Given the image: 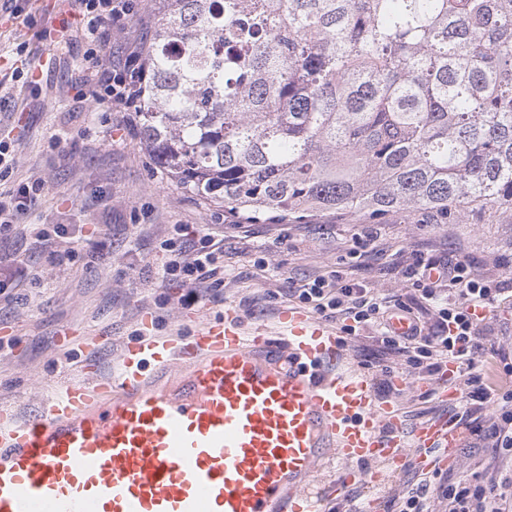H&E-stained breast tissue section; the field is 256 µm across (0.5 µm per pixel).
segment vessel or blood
Returning <instances> with one entry per match:
<instances>
[{
	"mask_svg": "<svg viewBox=\"0 0 512 512\" xmlns=\"http://www.w3.org/2000/svg\"><path fill=\"white\" fill-rule=\"evenodd\" d=\"M334 329L294 307L243 333L236 311L190 333L128 338L84 359L28 415L0 404V512H324L336 488L379 483L409 448L444 451L445 419L407 427L372 377L348 369ZM439 395L465 385L455 364ZM366 470H357V463Z\"/></svg>",
	"mask_w": 512,
	"mask_h": 512,
	"instance_id": "obj_1",
	"label": "vessel or blood"
}]
</instances>
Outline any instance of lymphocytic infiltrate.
<instances>
[{
	"instance_id": "obj_1",
	"label": "lymphocytic infiltrate",
	"mask_w": 512,
	"mask_h": 512,
	"mask_svg": "<svg viewBox=\"0 0 512 512\" xmlns=\"http://www.w3.org/2000/svg\"><path fill=\"white\" fill-rule=\"evenodd\" d=\"M89 42L88 58L94 60V99L107 106H122L134 112L145 79V63L140 53L128 54L120 65H113L105 47L104 30L122 27L131 13L130 0H73ZM39 183L19 184L0 193V234L8 232L29 204L40 195ZM166 254L162 278L187 286L186 301L199 302L223 282L224 266L209 228L193 234H179L161 244ZM438 270L430 280L429 270ZM411 279L421 299L431 308L434 320L426 322L411 316L408 335L395 336L388 329L392 308L371 289L346 281L340 271L307 279L290 288L289 297L326 318L344 320V332L355 334L368 326L378 327L385 352L404 357L405 364L426 379L441 372L448 361L473 359L484 353V336L475 314L508 287L506 280L475 276L463 261L441 260L424 252H414L411 263L401 267ZM497 374H469L465 381L466 398L476 409L493 407L496 418L484 439L495 453L512 458V388L493 387ZM437 496L445 500L448 512H512V497L499 493L494 482H472L462 477L435 482ZM426 486L408 489L397 499L395 512H428Z\"/></svg>"
}]
</instances>
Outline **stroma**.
I'll return each mask as SVG.
<instances>
[{"label": "stroma", "instance_id": "1", "mask_svg": "<svg viewBox=\"0 0 512 512\" xmlns=\"http://www.w3.org/2000/svg\"><path fill=\"white\" fill-rule=\"evenodd\" d=\"M122 29L107 30L113 62L148 46L154 30L153 0H132ZM72 12L69 0H29L22 16L0 14V140L13 161L0 170V192L38 180L43 191L10 232L0 235V256L23 262L24 275L0 287V403L29 411L42 391L83 359L82 339L102 336V360L114 358L131 336L191 330L199 320L234 307L243 330L274 327L291 305L294 282L336 269L374 289L391 304L415 306L421 298L397 270L413 251L465 261L480 277L512 269V211L488 217L470 213L460 224L428 223L419 212L375 220L319 213L299 221H252L203 202L169 180L140 144L134 115L93 105L86 45L60 42L57 31ZM30 224L63 225L51 247L72 252L71 261L51 263L32 249ZM207 226L224 251V284L192 306L181 288L163 284L160 243L174 226ZM487 352L475 370L512 358V292L488 305ZM348 361L382 381V366L402 359L385 356L368 331L346 337ZM432 383L411 384L397 398L407 424L467 411L466 402L440 401ZM420 451H406L403 468L386 471L378 485L357 484L343 497L326 495L332 512H360L364 502L396 497L420 481ZM457 478L493 475L512 481V463L462 429L452 457L439 465Z\"/></svg>", "mask_w": 512, "mask_h": 512}]
</instances>
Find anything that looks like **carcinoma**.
<instances>
[{
  "mask_svg": "<svg viewBox=\"0 0 512 512\" xmlns=\"http://www.w3.org/2000/svg\"><path fill=\"white\" fill-rule=\"evenodd\" d=\"M142 145L252 219L512 209V0H155Z\"/></svg>",
  "mask_w": 512,
  "mask_h": 512,
  "instance_id": "obj_1",
  "label": "carcinoma"
}]
</instances>
